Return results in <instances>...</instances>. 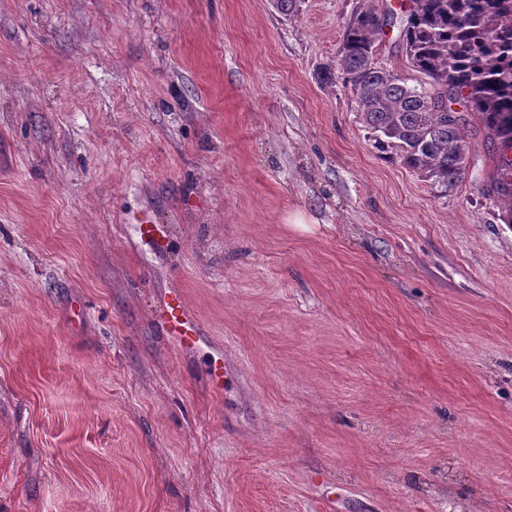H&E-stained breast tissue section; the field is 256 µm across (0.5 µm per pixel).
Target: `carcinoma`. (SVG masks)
<instances>
[{
    "mask_svg": "<svg viewBox=\"0 0 512 512\" xmlns=\"http://www.w3.org/2000/svg\"><path fill=\"white\" fill-rule=\"evenodd\" d=\"M402 49L422 75L416 86L375 61L379 13L360 8L347 23L336 61L320 80L343 75L375 147L448 192L473 168L463 118L439 106L464 100L496 143L490 191L512 227V0H408Z\"/></svg>",
    "mask_w": 512,
    "mask_h": 512,
    "instance_id": "cac0c4a2",
    "label": "carcinoma"
}]
</instances>
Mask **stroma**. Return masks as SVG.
Wrapping results in <instances>:
<instances>
[{"instance_id": "stroma-1", "label": "stroma", "mask_w": 512, "mask_h": 512, "mask_svg": "<svg viewBox=\"0 0 512 512\" xmlns=\"http://www.w3.org/2000/svg\"><path fill=\"white\" fill-rule=\"evenodd\" d=\"M364 4L0 0V512H512L493 145L374 147L319 79ZM193 315L179 292H173L161 313L160 322L167 336L184 348H191L198 339V331L191 326ZM190 333L192 335H190Z\"/></svg>"}]
</instances>
